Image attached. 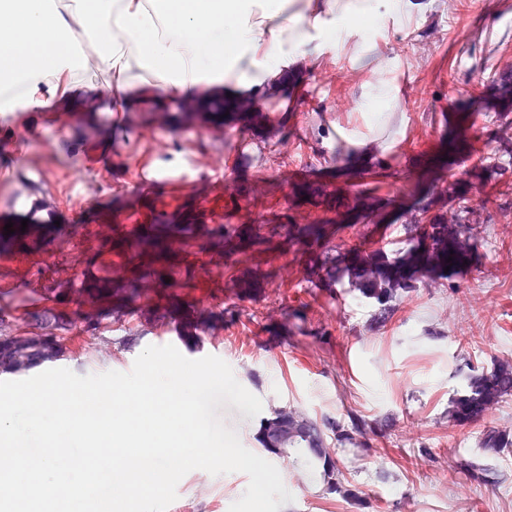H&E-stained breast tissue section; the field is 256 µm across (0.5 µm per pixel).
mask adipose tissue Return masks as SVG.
Listing matches in <instances>:
<instances>
[{
  "label": "adipose tissue",
  "mask_w": 512,
  "mask_h": 512,
  "mask_svg": "<svg viewBox=\"0 0 512 512\" xmlns=\"http://www.w3.org/2000/svg\"><path fill=\"white\" fill-rule=\"evenodd\" d=\"M409 14V0H0V116L77 99L86 73L120 103L139 87L186 99L258 87Z\"/></svg>",
  "instance_id": "1"
}]
</instances>
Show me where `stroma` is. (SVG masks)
Segmentation results:
<instances>
[{"label": "stroma", "mask_w": 512, "mask_h": 512, "mask_svg": "<svg viewBox=\"0 0 512 512\" xmlns=\"http://www.w3.org/2000/svg\"><path fill=\"white\" fill-rule=\"evenodd\" d=\"M410 2L362 51L297 62L225 113L147 90L116 115L91 91L0 121V222L27 194L65 221L0 247V333L58 336L54 367L82 376L161 336L189 359L219 348L263 402L219 413L279 470V512H512V447L483 444L512 433V396L451 413L512 360V153L495 151L512 112L477 99L512 83V0ZM381 79L396 101L374 126L359 104ZM145 169L166 175L141 195ZM201 206L236 219L186 222ZM452 225L464 255L375 281L369 255L397 262ZM283 408L317 423L319 451L263 447ZM248 483L191 471L168 512H228Z\"/></svg>", "instance_id": "obj_1"}]
</instances>
